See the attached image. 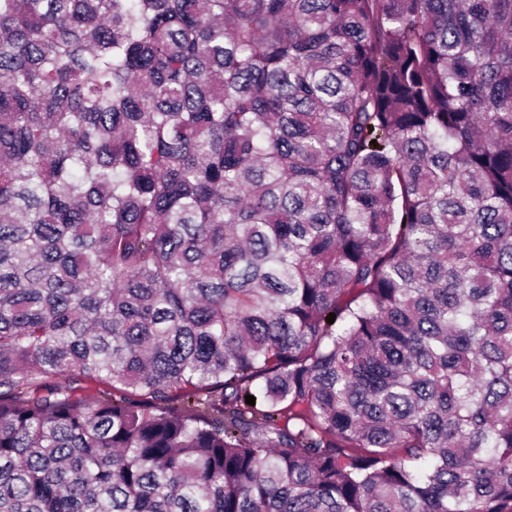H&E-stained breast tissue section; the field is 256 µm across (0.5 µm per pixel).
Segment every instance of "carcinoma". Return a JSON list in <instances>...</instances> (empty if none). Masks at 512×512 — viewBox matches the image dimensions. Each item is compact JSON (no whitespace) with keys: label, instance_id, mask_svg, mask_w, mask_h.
<instances>
[{"label":"carcinoma","instance_id":"cac0c4a2","mask_svg":"<svg viewBox=\"0 0 512 512\" xmlns=\"http://www.w3.org/2000/svg\"><path fill=\"white\" fill-rule=\"evenodd\" d=\"M0 512H512V0H0Z\"/></svg>","mask_w":512,"mask_h":512}]
</instances>
